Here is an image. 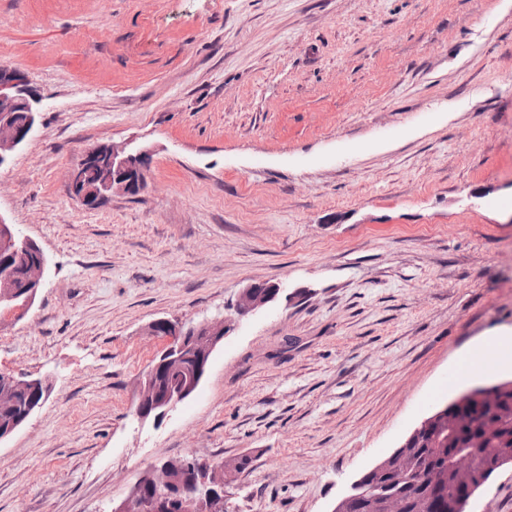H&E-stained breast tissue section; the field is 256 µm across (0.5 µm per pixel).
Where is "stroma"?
Returning <instances> with one entry per match:
<instances>
[{
  "label": "stroma",
  "mask_w": 512,
  "mask_h": 512,
  "mask_svg": "<svg viewBox=\"0 0 512 512\" xmlns=\"http://www.w3.org/2000/svg\"><path fill=\"white\" fill-rule=\"evenodd\" d=\"M0 64L39 92L0 214L47 254L0 372L50 396L0 443V512H111L149 464H250L229 512H333L467 388L512 330V4L504 0H0ZM153 152L144 191L88 209L86 148ZM231 318L162 420L135 390L154 320ZM464 512H512V464ZM280 291L281 288L277 283H252L238 292L234 308L242 317L253 314L275 301ZM512 346V336L507 332L502 335H495L484 342L482 346L469 353L463 361L474 368V370H464L457 378L465 377L478 369L492 371L498 368L495 354Z\"/></svg>",
  "instance_id": "1"
}]
</instances>
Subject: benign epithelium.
I'll list each match as a JSON object with an SVG mask.
<instances>
[{"label": "benign epithelium", "instance_id": "7a95c632", "mask_svg": "<svg viewBox=\"0 0 512 512\" xmlns=\"http://www.w3.org/2000/svg\"><path fill=\"white\" fill-rule=\"evenodd\" d=\"M38 104L26 74L1 64L0 167L31 141L37 127ZM151 165V152L129 143L90 147L69 172V192L88 209L99 207L114 193L137 195L146 185ZM0 246L7 256L16 253L26 258L22 285L0 295V308L20 320L33 306L44 283L48 258L33 239L20 235L1 214ZM280 291L277 283H252L238 292L234 308L238 315L247 316L275 301ZM226 333L223 318L207 320L196 327L174 326L168 334L167 348L142 375L137 390V415L158 419L191 397L206 376L211 356ZM161 369L171 373V379L160 386L155 376ZM236 466L235 459L214 462L192 454L178 464L181 474L176 477L167 462L150 465L129 493L112 503V512H228L224 483L236 474ZM365 497L384 499L389 493L378 485H365L360 478L342 502Z\"/></svg>", "mask_w": 512, "mask_h": 512}]
</instances>
